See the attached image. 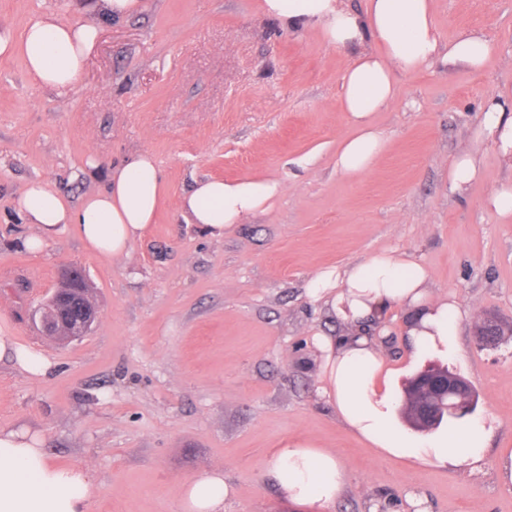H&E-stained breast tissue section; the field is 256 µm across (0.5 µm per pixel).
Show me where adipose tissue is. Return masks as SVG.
I'll list each match as a JSON object with an SVG mask.
<instances>
[{
  "instance_id": "1",
  "label": "adipose tissue",
  "mask_w": 512,
  "mask_h": 512,
  "mask_svg": "<svg viewBox=\"0 0 512 512\" xmlns=\"http://www.w3.org/2000/svg\"><path fill=\"white\" fill-rule=\"evenodd\" d=\"M260 8L288 27L318 31L330 46L356 48L341 85V109L354 131L339 143L335 161L337 171L350 176L371 171L386 149L372 117L393 103L398 76L425 71L438 60L477 70L490 53L488 39L473 32L442 44L432 0H366L361 12L345 0H261ZM97 44L95 24L64 22L51 13L32 17L19 31L0 24V58H21L39 86L60 93L75 87ZM483 111V135L512 162V95L488 100ZM280 190L277 181L267 178H207L180 198L178 210L186 223L220 237L225 229L269 208ZM164 196L160 167L147 150L112 169L108 188L77 205L46 180H31L17 200L26 222L37 227L25 246L40 251L69 228L101 255L128 256L133 243L154 224ZM429 282L422 264L395 251L371 253L313 275L309 296L326 305L344 327L341 335L314 337L321 354L318 394L374 447L422 464L472 467L485 455L491 420L414 443L393 425L396 398L386 386L390 371L375 333L386 310L405 308L415 353L451 356L459 351L461 310L453 301L430 299ZM4 358L32 378L46 376L52 367L45 355L20 345L15 337L0 335V360ZM267 466L279 498L297 512H331L346 486L336 452L309 440H282ZM97 492L88 468L60 467L49 460L39 433L0 428V512H91ZM230 492L223 469L213 468L183 483V512H224Z\"/></svg>"
}]
</instances>
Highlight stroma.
I'll use <instances>...</instances> for the list:
<instances>
[{
	"label": "stroma",
	"mask_w": 512,
	"mask_h": 512,
	"mask_svg": "<svg viewBox=\"0 0 512 512\" xmlns=\"http://www.w3.org/2000/svg\"><path fill=\"white\" fill-rule=\"evenodd\" d=\"M43 11L76 18L73 0H0V23L19 31ZM432 13L441 40L476 31L490 55L476 71L438 63L400 77L373 116L386 151L359 177L335 166L353 131L340 103L353 50L284 27L259 0H147L133 17L97 19V49L67 95L0 60V331L54 363L32 380L0 361V427L39 432L51 461L89 468L94 512H182L183 482L216 466L234 490L224 512H289L266 469L285 438L336 452L347 486L332 512H512L499 476L512 449V217L486 204L512 185V163L475 142L484 103L512 91V0H432ZM475 145L482 177L456 191L448 165ZM142 150L166 191L128 259L69 229L24 247L36 229L16 200L29 180L76 202ZM246 177L281 182L270 209L219 239L185 223L178 200L196 180ZM391 250L412 254L432 297L463 313L459 352L441 360L414 357L405 310H390L380 345L394 390L440 363L472 383L475 417L495 421L475 472L378 450L317 394L312 335L342 326L310 299L309 279ZM68 266L87 274L98 318L59 342L41 335L37 310ZM487 315L505 329L492 349L474 336Z\"/></svg>",
	"instance_id": "obj_1"
}]
</instances>
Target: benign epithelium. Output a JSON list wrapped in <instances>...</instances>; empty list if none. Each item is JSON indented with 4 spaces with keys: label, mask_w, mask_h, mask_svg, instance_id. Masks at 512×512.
I'll list each match as a JSON object with an SVG mask.
<instances>
[{
    "label": "benign epithelium",
    "mask_w": 512,
    "mask_h": 512,
    "mask_svg": "<svg viewBox=\"0 0 512 512\" xmlns=\"http://www.w3.org/2000/svg\"><path fill=\"white\" fill-rule=\"evenodd\" d=\"M88 284V279L76 274L73 268H68L62 274L61 280L51 294L39 307L40 332L44 336L58 337L61 325L69 327L64 340L69 341L88 333L97 318L96 308L80 299L82 288ZM479 343L484 347L497 344V320L493 316L485 317L476 330ZM406 393L416 398V415L425 423V427L436 426L440 419V410L454 409L452 400H459L462 410H471L477 398L472 384L446 370L443 367L432 366L420 372L413 378Z\"/></svg>",
    "instance_id": "7a95c632"
}]
</instances>
